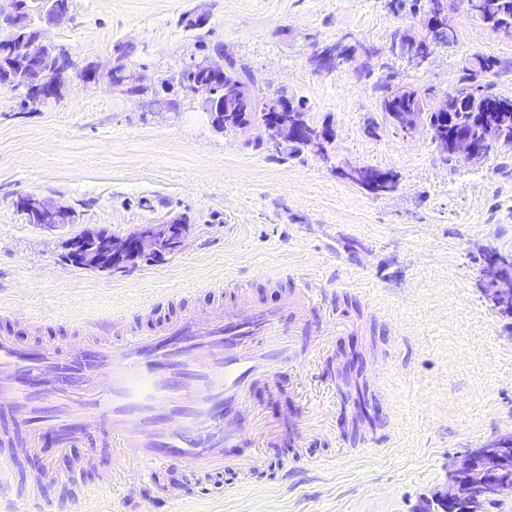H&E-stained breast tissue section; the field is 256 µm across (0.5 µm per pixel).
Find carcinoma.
Returning <instances> with one entry per match:
<instances>
[{
	"instance_id": "carcinoma-1",
	"label": "carcinoma",
	"mask_w": 512,
	"mask_h": 512,
	"mask_svg": "<svg viewBox=\"0 0 512 512\" xmlns=\"http://www.w3.org/2000/svg\"><path fill=\"white\" fill-rule=\"evenodd\" d=\"M385 7L401 19H416L423 15L445 13L448 11V0H385ZM472 12L489 28L496 30L512 26V0H476ZM44 17L40 5L35 0H24L21 14L16 19L0 20V83L4 87L19 93L22 104L31 105L28 96L40 84L46 83L57 70L67 66L66 57L54 50L47 56L40 72L19 77L9 67L11 58L18 54L27 44V38L37 28L35 17ZM454 44L457 32L453 24L437 28L427 35H417L411 27L397 29L391 43V51L396 56H404L411 47L422 51L431 42ZM215 55L224 59V79L212 81L210 75L180 69L178 72L162 79L161 85L168 86L175 82L179 85L208 84L213 94L212 110L224 111V96L234 94L246 97L253 102L248 112H240L238 116L257 123H268L277 119L274 104L285 102L292 111L307 116L310 111L308 101L264 95L260 80L246 67H236L233 60L224 57V50H215ZM113 69L122 73L125 92L138 100L147 98L148 87L141 83L139 76L131 71L126 59V50L116 47ZM512 69V60L502 59L494 55L476 54L463 61L460 76L455 87L448 95V109L437 106L434 99L435 89L432 87H414L408 85L384 84L375 87L379 93L380 109L384 115L391 112H428L433 120L431 137L442 144L449 143L451 136L458 132H466L474 136L475 142L481 145L480 157H486L493 146L484 143L481 126L473 123V115L479 113L486 123H507L512 126V98L496 91L491 77L504 70Z\"/></svg>"
}]
</instances>
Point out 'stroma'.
I'll return each mask as SVG.
<instances>
[{
  "mask_svg": "<svg viewBox=\"0 0 512 512\" xmlns=\"http://www.w3.org/2000/svg\"><path fill=\"white\" fill-rule=\"evenodd\" d=\"M200 13L205 27H188ZM449 13L457 44L421 67L392 56L401 21L384 0H74L72 20L46 25L82 66L130 47L132 70L156 92L199 45H223L267 95L307 98L309 121L333 140L324 158L257 149L247 132L214 130L181 92L178 117L146 120L105 82L71 80L34 108L0 88V333L60 347L81 341V319L114 314L146 331L149 304L168 317L225 304L228 272L258 304L281 306L300 282L328 301L292 338L317 378L307 393L317 427L301 436L291 422L300 401L263 385L240 413L236 456L287 462L288 481L227 472L203 483L172 467L150 482L114 449L85 443L34 451L35 470L17 460L10 502L35 487L54 512H122L124 498L144 504L171 486L181 497L159 512H418L443 489L450 459L512 433V318L485 301L477 272L483 250L512 255V149L445 161L427 127L394 129L374 90L444 91L472 54L512 58V35L483 25L467 0ZM339 40L378 54L317 69L316 48ZM365 166L396 172L397 190L377 197L342 176ZM33 193L72 207L74 224L26 223L17 203ZM175 218L190 234L163 261L93 272L65 259L66 240L83 231L127 236ZM38 312L47 320L31 324ZM352 350L379 411L372 422L345 397Z\"/></svg>",
  "mask_w": 512,
  "mask_h": 512,
  "instance_id": "1",
  "label": "stroma"
}]
</instances>
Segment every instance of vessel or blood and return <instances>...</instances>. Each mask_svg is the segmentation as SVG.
Listing matches in <instances>:
<instances>
[{
    "mask_svg": "<svg viewBox=\"0 0 512 512\" xmlns=\"http://www.w3.org/2000/svg\"><path fill=\"white\" fill-rule=\"evenodd\" d=\"M224 285L234 291L229 306L184 309L157 319L148 334L118 316L83 322V335L95 342L89 356L0 336V406L32 424L24 439L0 433V470L44 435L69 448L101 431L145 478L174 463L207 474L253 470L254 461L224 456L243 439L231 414L248 403L256 382L271 383L285 368L302 383L311 373L280 309L235 292L233 274ZM322 298V289L304 284L288 305L300 318Z\"/></svg>",
    "mask_w": 512,
    "mask_h": 512,
    "instance_id": "1",
    "label": "vessel or blood"
}]
</instances>
